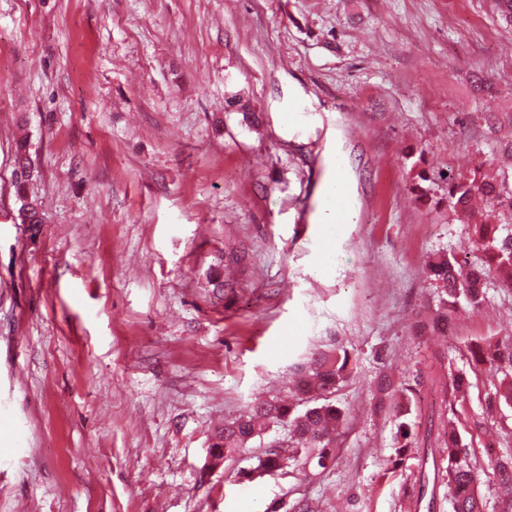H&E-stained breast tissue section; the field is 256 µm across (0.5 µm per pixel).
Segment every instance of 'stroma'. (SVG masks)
I'll return each mask as SVG.
<instances>
[{"mask_svg":"<svg viewBox=\"0 0 512 512\" xmlns=\"http://www.w3.org/2000/svg\"><path fill=\"white\" fill-rule=\"evenodd\" d=\"M479 166L512 182L497 0H0V512H448L421 459L452 428L496 512L512 406L487 411L500 377L468 347L512 337V288L433 327L430 261L481 252L414 190ZM336 347L327 468L240 482L268 433L210 467L216 429Z\"/></svg>","mask_w":512,"mask_h":512,"instance_id":"obj_1","label":"stroma"}]
</instances>
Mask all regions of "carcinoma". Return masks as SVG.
Listing matches in <instances>:
<instances>
[{"label":"carcinoma","mask_w":512,"mask_h":512,"mask_svg":"<svg viewBox=\"0 0 512 512\" xmlns=\"http://www.w3.org/2000/svg\"><path fill=\"white\" fill-rule=\"evenodd\" d=\"M446 195L448 208L457 214L468 212L476 197H482L492 208L512 216V188L495 174L475 167L457 176L448 177ZM476 242L482 246L481 264L461 275V263L452 252L435 258L430 271L439 290L442 316L455 311L461 301L473 307L483 301L484 270L495 269L512 284V250L505 246L512 231L501 235L498 228L487 224L475 225ZM473 361L497 371L506 364L512 368V341L496 342L471 350ZM347 351L336 348L320 352L301 365L297 372L298 405L262 400L245 414L224 423L210 444L211 465L219 466L224 459L248 447L251 440L267 429L282 430L269 447L271 450L257 459L256 466L275 472L292 462L304 465L317 460L324 468L333 456L336 439L345 422V411L330 401L338 387L348 377ZM512 404V376L507 374L488 401L489 408ZM439 459V471L448 477V502L452 512H486L484 497L478 491L479 474L472 463L467 445L454 430H448L446 447L432 452ZM495 496L501 503L498 512H512V459H497L493 468Z\"/></svg>","instance_id":"obj_1"}]
</instances>
